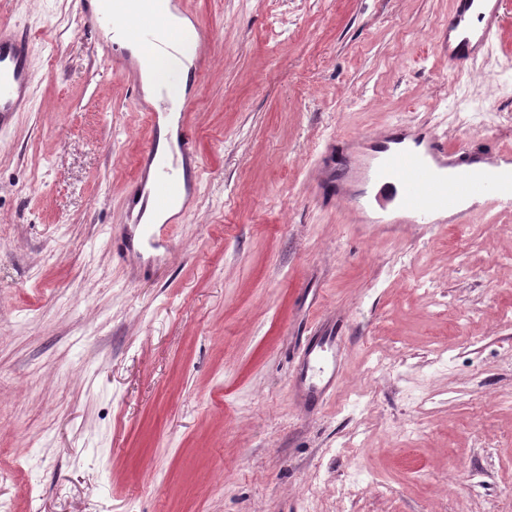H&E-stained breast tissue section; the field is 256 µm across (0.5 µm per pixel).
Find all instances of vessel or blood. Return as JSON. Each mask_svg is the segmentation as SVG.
Segmentation results:
<instances>
[{
    "instance_id": "obj_1",
    "label": "vessel or blood",
    "mask_w": 512,
    "mask_h": 512,
    "mask_svg": "<svg viewBox=\"0 0 512 512\" xmlns=\"http://www.w3.org/2000/svg\"><path fill=\"white\" fill-rule=\"evenodd\" d=\"M182 6V0H103L101 12L86 21L97 30H119L123 41L136 46L148 62L163 102L185 112L193 104L186 92L187 76L204 71L212 31L199 22L171 24V13ZM503 16L504 0H454L448 15V30L454 35L448 45L449 66L464 67L488 51ZM35 52L28 34L0 25V126L29 106L37 79ZM404 140L393 133L372 144V159L356 172L362 191L348 198L355 217L388 206L396 223L430 225L442 213L458 220L488 204L512 205V152L496 144L482 153L465 145L452 150L434 134L421 137L418 150L406 147ZM143 161L153 166V180L138 184L136 193L157 210L176 205L183 190L177 162H158L149 154ZM337 347L338 338L329 331L306 350L293 380L305 400L333 388Z\"/></svg>"
}]
</instances>
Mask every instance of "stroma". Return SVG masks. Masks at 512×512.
I'll return each mask as SVG.
<instances>
[{
    "label": "stroma",
    "instance_id": "1",
    "mask_svg": "<svg viewBox=\"0 0 512 512\" xmlns=\"http://www.w3.org/2000/svg\"><path fill=\"white\" fill-rule=\"evenodd\" d=\"M81 0H0L35 41L0 129V500L13 512H512V209L355 224L341 144L512 147V0L448 65L453 0H189L215 31L172 253L121 261L155 133ZM343 326L335 387L291 383Z\"/></svg>",
    "mask_w": 512,
    "mask_h": 512
}]
</instances>
